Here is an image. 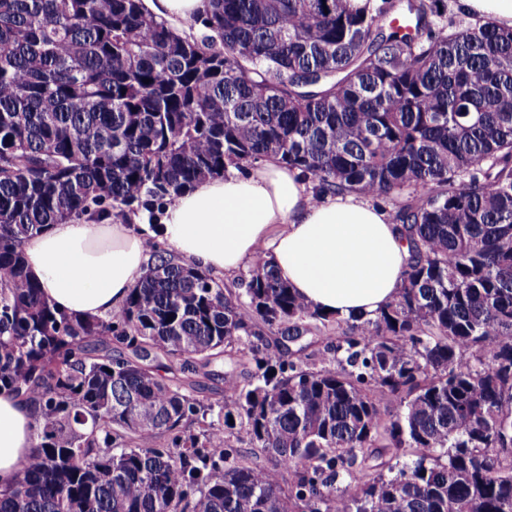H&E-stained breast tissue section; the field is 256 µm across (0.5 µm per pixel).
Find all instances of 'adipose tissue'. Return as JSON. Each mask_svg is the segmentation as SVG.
<instances>
[{
    "label": "adipose tissue",
    "mask_w": 512,
    "mask_h": 512,
    "mask_svg": "<svg viewBox=\"0 0 512 512\" xmlns=\"http://www.w3.org/2000/svg\"><path fill=\"white\" fill-rule=\"evenodd\" d=\"M178 32L201 19L209 0H143ZM217 274L257 257L314 308L343 317L387 305L409 258L388 208L354 193L314 200L298 170L277 159L247 175L216 177L169 206L159 224L90 219L51 225L23 245L29 275L48 301L75 315L118 310L139 281L150 240ZM35 406L0 392V489L15 480L34 445Z\"/></svg>",
    "instance_id": "ef3b65f1"
}]
</instances>
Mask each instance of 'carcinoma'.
Listing matches in <instances>:
<instances>
[{"mask_svg": "<svg viewBox=\"0 0 512 512\" xmlns=\"http://www.w3.org/2000/svg\"><path fill=\"white\" fill-rule=\"evenodd\" d=\"M209 3L197 39L142 0H0V391L38 406L0 512H512V30ZM268 158L317 196L408 194L392 302L328 315L264 257L233 292L159 250L79 318L27 273L51 224L152 219ZM335 330L316 358L265 339Z\"/></svg>", "mask_w": 512, "mask_h": 512, "instance_id": "1", "label": "carcinoma"}]
</instances>
